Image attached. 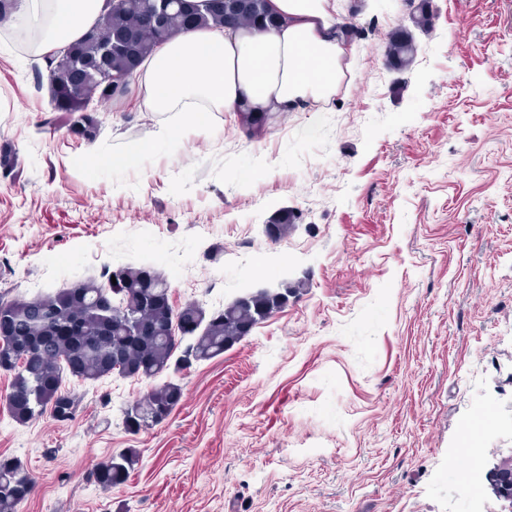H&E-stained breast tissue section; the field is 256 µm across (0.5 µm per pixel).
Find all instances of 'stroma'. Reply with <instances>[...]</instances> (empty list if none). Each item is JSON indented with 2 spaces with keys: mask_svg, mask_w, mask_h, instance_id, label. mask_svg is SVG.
<instances>
[{
  "mask_svg": "<svg viewBox=\"0 0 512 512\" xmlns=\"http://www.w3.org/2000/svg\"><path fill=\"white\" fill-rule=\"evenodd\" d=\"M363 30L322 111L250 139L213 113L183 149L140 91L93 103L94 140L54 123L47 58L0 25V292L33 299L134 265L213 316L291 284L285 308L214 359L156 381L65 376L76 415L13 421L0 458L36 486L18 512H507L512 457V0H336ZM417 52L387 63L390 33ZM139 164L87 165L89 147ZM293 226L269 239L266 225ZM182 399L134 434L153 384ZM480 443L470 460L468 442ZM120 484L91 476L127 449Z\"/></svg>",
  "mask_w": 512,
  "mask_h": 512,
  "instance_id": "35a3bbf8",
  "label": "stroma"
}]
</instances>
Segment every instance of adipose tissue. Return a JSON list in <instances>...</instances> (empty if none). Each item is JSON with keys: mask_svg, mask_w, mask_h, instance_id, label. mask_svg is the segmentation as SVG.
Instances as JSON below:
<instances>
[{"mask_svg": "<svg viewBox=\"0 0 512 512\" xmlns=\"http://www.w3.org/2000/svg\"><path fill=\"white\" fill-rule=\"evenodd\" d=\"M105 0H20L14 24L36 29L40 52L72 43L104 12ZM286 24L265 32L220 26L185 31L145 62L143 99L155 112L189 113L200 131L214 112H291L331 99L352 48L336 0H268Z\"/></svg>", "mask_w": 512, "mask_h": 512, "instance_id": "ef3b65f1", "label": "adipose tissue"}]
</instances>
